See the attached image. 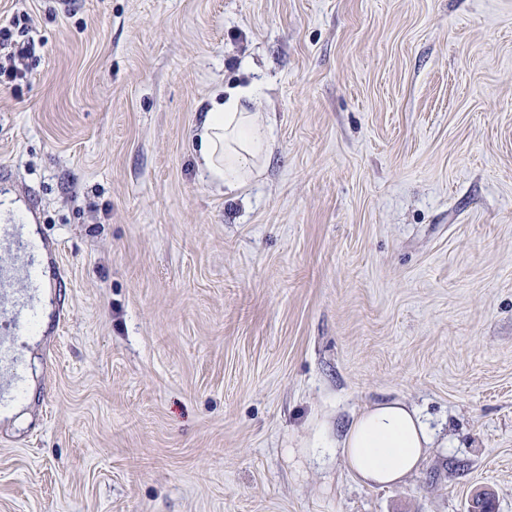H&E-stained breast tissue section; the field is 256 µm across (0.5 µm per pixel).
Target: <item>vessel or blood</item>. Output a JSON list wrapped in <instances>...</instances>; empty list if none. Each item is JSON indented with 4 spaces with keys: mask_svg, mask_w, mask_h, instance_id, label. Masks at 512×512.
Masks as SVG:
<instances>
[{
    "mask_svg": "<svg viewBox=\"0 0 512 512\" xmlns=\"http://www.w3.org/2000/svg\"><path fill=\"white\" fill-rule=\"evenodd\" d=\"M0 246L17 247L29 256H37L43 249L41 243L21 238L18 224L5 220L0 222ZM41 286L39 271L28 265L23 273L13 268L0 266V294L7 296L9 331L0 338V364L11 370L7 386L0 388V408L9 407L22 389L23 367L16 356V349L28 339L39 316L38 290Z\"/></svg>",
    "mask_w": 512,
    "mask_h": 512,
    "instance_id": "1",
    "label": "vessel or blood"
}]
</instances>
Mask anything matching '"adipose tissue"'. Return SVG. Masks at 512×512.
<instances>
[{
	"mask_svg": "<svg viewBox=\"0 0 512 512\" xmlns=\"http://www.w3.org/2000/svg\"><path fill=\"white\" fill-rule=\"evenodd\" d=\"M258 90L254 81L227 89L196 125L199 167L228 195L246 186L270 157L271 129L246 107ZM432 442L433 432L418 411L391 401L365 407L336 439L327 423H318L306 453L317 460L340 454L348 471L364 482L386 485L415 472Z\"/></svg>",
	"mask_w": 512,
	"mask_h": 512,
	"instance_id": "ef3b65f1",
	"label": "adipose tissue"
}]
</instances>
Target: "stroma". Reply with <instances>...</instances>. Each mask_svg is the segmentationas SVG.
I'll list each match as a JSON object with an SVG mask.
<instances>
[{"label": "stroma", "mask_w": 512, "mask_h": 512, "mask_svg": "<svg viewBox=\"0 0 512 512\" xmlns=\"http://www.w3.org/2000/svg\"><path fill=\"white\" fill-rule=\"evenodd\" d=\"M0 195L47 299L0 412V512H512V0H0ZM257 79L268 165L199 170ZM417 408L399 483L303 452ZM24 21L21 24V20L17 19L11 26H0V86L23 78L24 74L16 63L32 57L35 53L34 41L26 38L29 33L28 20ZM258 90L256 81L223 88V97L217 100L219 92L215 93L212 106L200 112L195 132L199 167L210 184L224 188L225 195L246 186L270 157L271 129L245 106Z\"/></svg>", "instance_id": "35a3bbf8"}]
</instances>
